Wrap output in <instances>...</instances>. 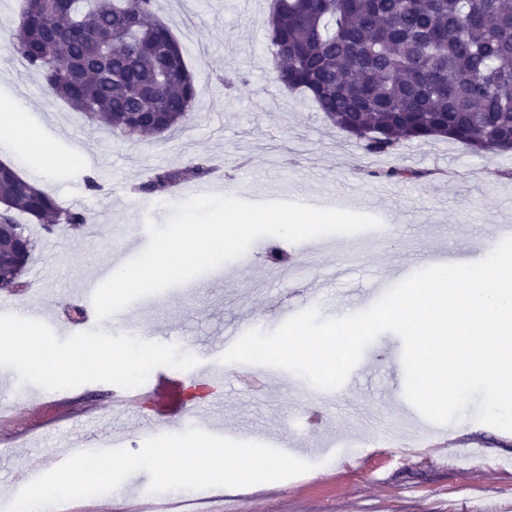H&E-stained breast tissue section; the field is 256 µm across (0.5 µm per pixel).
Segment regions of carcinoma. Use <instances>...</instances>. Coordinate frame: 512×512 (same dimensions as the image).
Here are the masks:
<instances>
[{"label": "carcinoma", "mask_w": 512, "mask_h": 512, "mask_svg": "<svg viewBox=\"0 0 512 512\" xmlns=\"http://www.w3.org/2000/svg\"><path fill=\"white\" fill-rule=\"evenodd\" d=\"M155 0H25L10 42L52 95L131 138L195 118L197 89ZM276 81L307 94L369 155L446 138L475 152L512 151V0H278L266 22ZM209 160L161 169L139 190L163 194L208 178ZM47 233L90 217L11 166L0 170V290L32 261L26 224Z\"/></svg>", "instance_id": "1"}]
</instances>
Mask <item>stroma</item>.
Listing matches in <instances>:
<instances>
[{"label":"stroma","mask_w":512,"mask_h":512,"mask_svg":"<svg viewBox=\"0 0 512 512\" xmlns=\"http://www.w3.org/2000/svg\"><path fill=\"white\" fill-rule=\"evenodd\" d=\"M21 0H0V104L27 101L28 123L50 141L66 165L32 174L35 183L63 206L83 209L89 231L38 225L30 230L37 246L29 270L47 268L46 287L15 293L16 301L56 310L58 323L32 330V353L48 349L66 359L99 346L150 354L153 368L172 363L185 345L197 347L228 330L254 327L267 332L277 310L306 304L310 295L329 305L367 309L368 296L382 282L397 285L401 268L424 253L478 256L493 250L492 229L512 224V153L479 154L436 139L407 143L390 156L366 155L355 138L332 126L304 93L275 79L265 27L271 0H251L249 9L234 0H156L155 12L181 42L194 75L199 105L208 118L155 137L129 140L105 125L74 112L47 91L9 46ZM238 75L225 86L226 74ZM196 156L209 157L212 181L224 193L248 201H300L324 196L337 207L354 205L378 218L385 235L374 230L291 243L275 236L256 239L238 263L223 265V278L195 277L167 294L133 301L131 318L143 334L132 345L120 334L107 335L99 323L80 322L74 308L97 265L125 263L142 251L132 233L139 224L164 225L176 205L193 197L185 184L162 196L141 192L155 171L174 168ZM403 166L423 170L413 181L382 180L378 170ZM94 173L100 188L84 178ZM401 339L385 332L369 344L358 365L361 375L329 391L324 420L309 432L304 412L310 402L298 375L273 369L263 389L250 391L225 381L223 414L213 416L216 433L237 441L276 434L312 463L307 473L241 488L237 512H470L512 501V469L497 466L512 456V432L476 418L469 404L453 427L479 438L481 459H459L453 448H435V429L418 411H404V367L393 354ZM13 384L0 400L25 411V398L79 397L109 406L107 392L116 373L20 370L15 358L0 353V373ZM67 425L37 431L17 449L0 448V499L15 498L43 457L66 449Z\"/></svg>","instance_id":"35a3bbf8"}]
</instances>
